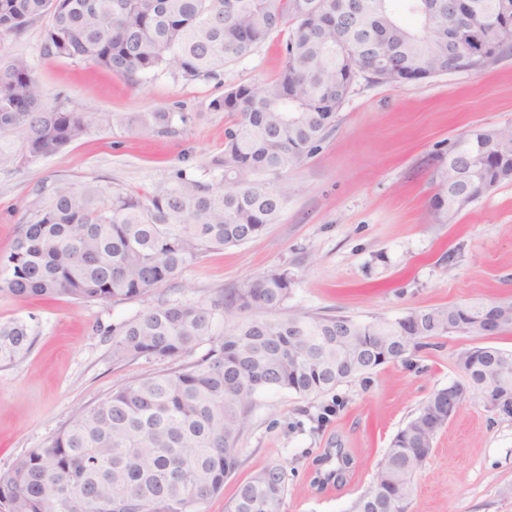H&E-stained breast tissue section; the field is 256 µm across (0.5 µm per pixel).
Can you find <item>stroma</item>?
<instances>
[{
    "label": "stroma",
    "mask_w": 512,
    "mask_h": 512,
    "mask_svg": "<svg viewBox=\"0 0 512 512\" xmlns=\"http://www.w3.org/2000/svg\"><path fill=\"white\" fill-rule=\"evenodd\" d=\"M46 25L30 23L0 49L33 59L47 104L61 96L77 111L108 112L117 122L49 158L22 166L0 161V254L18 237L38 185L95 179L144 194L177 169L208 164L224 151L228 121L214 101L232 87L274 80L285 64L286 35L279 32L227 64L221 79L189 82L167 71L131 85L86 63L42 55ZM144 112L174 113L172 132L145 135L126 125L128 116ZM507 127L512 51L482 69L398 89L361 76L334 130L289 169L293 193L279 222L262 234L206 253L174 283L132 301L0 295V319L32 316L39 325L27 358L0 366V471L58 432L75 409L166 370V363L143 358L113 363L110 341L95 330L159 298L207 302L248 278L285 269L296 278L290 309L359 321L512 300V182L451 222L435 206L450 144L477 128ZM478 342L448 334L409 361L387 363L314 399L285 390L256 393L238 443L240 466L202 512H226L239 484L272 464L288 474L282 512H349L392 437L435 389L460 380L455 356ZM338 448L351 463L342 480H325ZM407 512H512V416L470 392L438 434Z\"/></svg>",
    "instance_id": "obj_1"
}]
</instances>
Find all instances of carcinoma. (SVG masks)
Returning <instances> with one entry per match:
<instances>
[{
    "label": "carcinoma",
    "mask_w": 512,
    "mask_h": 512,
    "mask_svg": "<svg viewBox=\"0 0 512 512\" xmlns=\"http://www.w3.org/2000/svg\"><path fill=\"white\" fill-rule=\"evenodd\" d=\"M364 15L342 22L347 0H0V41L48 18L40 52L80 61L136 84L171 71L211 80L270 35L286 31V62L262 85H238L213 103L231 117L224 155L197 176L139 195L96 180L33 190L22 230L0 255V293L80 302H120L176 280L208 251L246 243L279 221L288 169L334 129L356 78L400 83L402 65L423 80L473 70L512 48L497 29L498 0H471V12L427 22L426 0H407L420 26L405 25L393 0H363ZM174 113L131 119L145 133L170 131ZM116 118L48 107L31 57L0 58V157L23 162L55 155ZM22 135L20 150L8 134ZM474 157L462 179L444 174L448 221L494 188L512 182V128L476 129L448 147ZM288 270L243 281L207 303L163 300L96 330L112 341V361L169 363L91 407L76 410L45 444L0 472L3 512H201L238 466L237 444L252 396L280 389L317 397L451 332L482 334L477 313L498 310L496 334L512 331V301L415 309L394 320L356 321L287 311ZM262 311L252 318L248 313ZM224 329L216 332L218 321ZM34 319L0 320V365L32 350ZM208 350L198 359L195 351ZM465 382L439 388L390 441L368 490L351 512H406L414 477L448 424V392L463 402L478 390L512 415V352L491 345L460 351ZM287 473L269 466L242 482L226 512H281Z\"/></svg>",
    "instance_id": "obj_1"
}]
</instances>
